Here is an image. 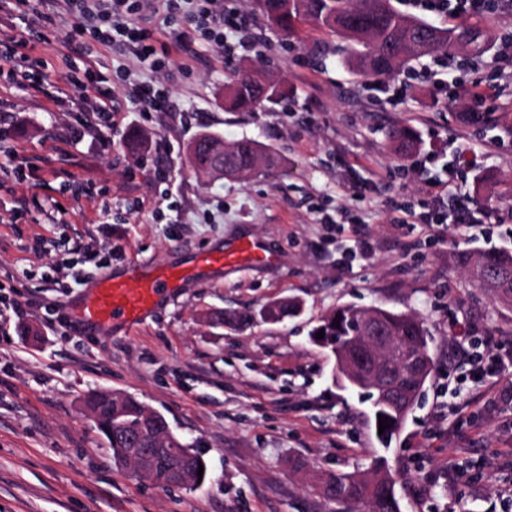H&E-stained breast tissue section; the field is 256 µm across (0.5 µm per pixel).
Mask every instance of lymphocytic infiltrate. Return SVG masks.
<instances>
[{
    "label": "lymphocytic infiltrate",
    "instance_id": "1",
    "mask_svg": "<svg viewBox=\"0 0 512 512\" xmlns=\"http://www.w3.org/2000/svg\"><path fill=\"white\" fill-rule=\"evenodd\" d=\"M176 0H63L65 10L75 24L73 38H80L86 29H93L97 40L106 46L119 45L128 53L145 60L162 54L169 48H157L154 33L140 25L138 18L146 12H163L168 22H184L202 30L208 39L222 45L225 54L247 49L250 45L248 27L244 20L225 18L224 0H194L193 10L178 14ZM410 8L438 15L482 14L507 9L512 0H407ZM459 352L469 365L470 375L480 382L497 380L512 369V348L493 342L487 336H457Z\"/></svg>",
    "mask_w": 512,
    "mask_h": 512
}]
</instances>
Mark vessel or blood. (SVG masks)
I'll use <instances>...</instances> for the list:
<instances>
[{
    "label": "vessel or blood",
    "mask_w": 512,
    "mask_h": 512,
    "mask_svg": "<svg viewBox=\"0 0 512 512\" xmlns=\"http://www.w3.org/2000/svg\"><path fill=\"white\" fill-rule=\"evenodd\" d=\"M242 261L264 266L271 257L260 242L246 240L234 250L196 254L181 265L165 269L135 265L122 274L99 277L78 307L76 322L102 334L118 327L134 328L145 322L163 299L174 297L200 269L231 268Z\"/></svg>",
    "instance_id": "b4317fda"
}]
</instances>
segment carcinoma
Here are the masks:
<instances>
[{
  "label": "carcinoma",
  "mask_w": 512,
  "mask_h": 512,
  "mask_svg": "<svg viewBox=\"0 0 512 512\" xmlns=\"http://www.w3.org/2000/svg\"><path fill=\"white\" fill-rule=\"evenodd\" d=\"M261 14L287 36L295 33L298 23L306 22L361 45L363 51L357 54V65L365 75L377 79H386L407 69L413 61L430 52L439 51L446 56L460 53L478 56L486 51L489 39L487 31L474 24H456L448 29H439L413 19L398 11L392 0H266V9ZM280 97L282 91L275 85L271 86L267 96H262L240 74L225 88L224 104L231 109L249 110L265 100L274 101ZM389 140L396 150L405 155L412 153L417 146L413 131L405 126L392 129ZM232 145L234 152L227 158L226 176L250 169L258 157L265 159L264 176L278 166V159L251 139L236 140ZM472 275L473 280L486 285L487 291L499 299L506 302L512 299V251L504 249L480 255ZM300 310L297 299L281 298L263 306L258 315L246 316V320L258 318L264 323L276 324L297 315ZM370 312L377 319L381 335L406 350L405 356L397 363L399 386L404 389L417 387L416 355H429L423 322L413 313L381 307H373ZM363 313L364 309L355 306L336 308L311 330L312 342L338 357V348L354 341L357 323ZM321 330L324 337L318 339L316 333ZM336 384L371 401L369 419L375 426L378 419L386 420L389 427L378 435V439L383 447H390L409 410L348 377L336 379ZM85 404L94 416L97 430L112 449L114 465L119 468L130 466L126 454L129 437L142 434L148 438L166 429L165 420L147 417L146 405L129 395L115 399L107 392L94 391L87 396ZM178 464L186 470L190 484L200 485L207 479L206 470L203 475H198L199 466H207L202 455L175 434L169 436L167 448L145 470L144 477L162 487L181 488V480L171 471V467ZM395 484V478L385 464L376 462L366 476L327 474L320 478L318 488L325 499L345 505L354 512H400Z\"/></svg>",
  "instance_id": "carcinoma-1"
}]
</instances>
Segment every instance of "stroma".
Returning a JSON list of instances; mask_svg holds the SVG:
<instances>
[{"instance_id": "35a3bbf8", "label": "stroma", "mask_w": 512, "mask_h": 512, "mask_svg": "<svg viewBox=\"0 0 512 512\" xmlns=\"http://www.w3.org/2000/svg\"><path fill=\"white\" fill-rule=\"evenodd\" d=\"M249 23L248 50L226 57L200 31L155 18L173 44L159 71L92 34L71 43L73 20L55 0L0 8V40H26L12 84L0 85V512H336L316 489L327 472H363L385 458L401 512H505L512 489V408L495 386L468 383L449 405L450 380L467 373L449 325L512 345V303L476 288L481 253L512 249V82L495 51L461 64L430 53L380 82L362 74L342 36L300 26L286 37L252 0H224ZM94 60L116 108L100 126L79 91L58 101L29 86ZM259 66L284 101L250 112L224 109L233 68ZM437 71L439 81L413 79ZM156 78L167 105L140 111L137 78ZM491 112L494 131L457 108ZM410 127L418 146L397 155L387 138ZM147 146L126 147L131 131ZM213 132L256 140L280 163L247 182L191 169L188 143ZM112 142L103 150L102 139ZM36 170L21 183L4 172ZM93 179L99 198H73L68 183ZM443 183L469 215L438 237L420 215ZM245 240L273 256L263 267L213 269L146 322L109 335L72 328L94 260L112 270L172 265ZM370 257L354 253L357 241ZM285 297L302 312L277 325L213 328L212 311H255ZM31 302L27 316L13 305ZM420 316L434 371L390 448L368 421L369 403L339 388L334 358L308 333L340 305ZM108 390L162 413L206 460L203 485L166 489L117 468L84 412L83 397Z\"/></svg>"}]
</instances>
